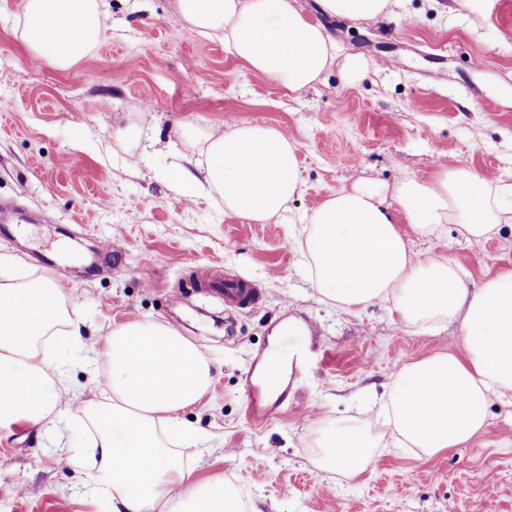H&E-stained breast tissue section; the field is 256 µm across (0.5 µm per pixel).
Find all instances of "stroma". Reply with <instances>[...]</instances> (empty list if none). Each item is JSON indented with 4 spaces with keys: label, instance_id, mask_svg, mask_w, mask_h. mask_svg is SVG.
Segmentation results:
<instances>
[{
    "label": "stroma",
    "instance_id": "obj_1",
    "mask_svg": "<svg viewBox=\"0 0 512 512\" xmlns=\"http://www.w3.org/2000/svg\"><path fill=\"white\" fill-rule=\"evenodd\" d=\"M21 2L0 0V202L15 209L0 222V257L19 280L66 283L81 346L63 365L71 398L106 383L107 367L92 360L113 329L164 323L199 346L214 375L180 414L212 449L195 476L231 484L246 512H512L511 396L492 398L483 434L431 457L393 444L387 416L370 407L398 368L447 351L458 325L430 334L385 301L338 310L297 244L298 217L359 181L424 180L447 160L489 185L512 182V0H393L375 22L299 0L337 58L362 56L370 72L350 85L334 66L293 94L184 28L170 0H104L109 45L67 70L30 69ZM243 122L298 144L303 190L286 218L253 222L169 177L199 157L178 126ZM105 240L114 252L101 251ZM409 245L456 261L476 283L512 270L507 231L475 242L448 224ZM211 277L257 288L259 305L228 307L204 288ZM291 317L317 325L289 341L304 348V368L253 420L246 377ZM346 420L377 440L355 476L323 464V440ZM90 438L66 416L0 426V512H107L87 495L93 458L61 464Z\"/></svg>",
    "mask_w": 512,
    "mask_h": 512
}]
</instances>
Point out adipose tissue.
Instances as JSON below:
<instances>
[{
    "label": "adipose tissue",
    "instance_id": "obj_1",
    "mask_svg": "<svg viewBox=\"0 0 512 512\" xmlns=\"http://www.w3.org/2000/svg\"><path fill=\"white\" fill-rule=\"evenodd\" d=\"M391 0H319L323 13L373 21ZM186 27L224 42L258 77L288 92L317 82L340 64L347 83L365 79L367 62L337 59L324 28L296 0H172ZM101 0H22L21 37L36 58L66 70L99 43ZM199 141L205 178L174 172L179 188L220 196L224 210L267 223L301 192L297 144L281 129L239 123L225 130L182 128ZM428 237L456 225L481 241L512 225V183L485 188L470 169L443 164L429 179L403 177L395 185L358 182L307 214L303 250L312 283L337 308L353 312L393 300L406 325L439 334L459 323L462 352L448 350L401 368L388 393L393 430L425 456L459 448L485 431L491 395L512 393V270L473 283L462 267L438 256L417 257L396 226ZM0 426L54 422L70 412L63 389L52 386L47 347L74 322L60 284L49 279L0 278ZM100 356L110 376L96 399L75 408L95 431L99 459L88 492L111 512H239L236 493L206 484L175 460V445L193 442L180 410L212 382L198 346L162 323L131 321L106 336ZM332 461L348 474L369 460L372 440L347 424L333 438Z\"/></svg>",
    "mask_w": 512,
    "mask_h": 512
}]
</instances>
